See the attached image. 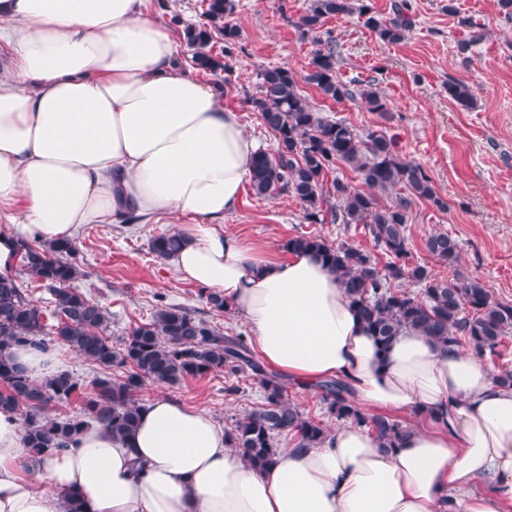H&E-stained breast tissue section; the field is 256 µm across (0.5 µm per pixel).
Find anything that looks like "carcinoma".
<instances>
[{"label":"carcinoma","instance_id":"cac0c4a2","mask_svg":"<svg viewBox=\"0 0 512 512\" xmlns=\"http://www.w3.org/2000/svg\"><path fill=\"white\" fill-rule=\"evenodd\" d=\"M204 3L206 22L184 26L182 38L194 49L195 68L226 74L232 69L230 61L240 37L232 20L236 0ZM355 12L388 43L402 41L413 27L405 8L383 18L373 14L365 0H309L296 26L307 36L320 31L327 19ZM216 38L224 41L217 54L212 51ZM304 80L335 102L359 96L371 111H388L378 92L369 87L357 89L340 79L336 43L330 38L314 53ZM448 96L463 107L473 100L469 87L456 82L448 83ZM248 102L275 143L273 150H262L253 159V193L293 195L308 224H323L328 219L361 224L389 261L380 268L370 256L346 243H330L320 236H295L283 248L318 255L336 274L363 325L383 347L410 329L445 347L464 344L482 358L499 354L504 339L512 335V301L492 299L478 279L457 273L451 279L439 278L426 265L412 262L407 224L413 204L426 200L440 210L447 208L425 170L402 158L394 139L385 132L377 129L361 134L351 124L312 109L299 91L297 76L286 67L264 69L258 91ZM338 163L357 172L368 191L354 189L338 178L328 180ZM397 188L400 193L394 200L379 202L378 194ZM333 198L339 206L331 203ZM180 245V236L163 235L152 241L151 250L164 259ZM426 250L445 266L458 265V242L446 233L429 236ZM17 251L24 271L49 288L53 304L50 323L45 311L26 298L14 275L0 274V410L21 412L22 440L32 456L42 458L67 447L92 423L117 437L127 436L136 426L143 407L138 393L147 383L174 387L188 378L221 371L234 376L248 373L264 389V402L225 428L231 447L250 466L261 469L274 462L280 435L294 436L299 448H314L327 437L326 424L306 416L287 398L284 382L255 359L244 336H226L189 309L168 305L159 308L150 321L132 328L116 346L105 336L108 312L70 287L78 276L71 261L74 242L40 246L22 241ZM395 280H410L422 286V293L394 286ZM22 344L65 345L106 373L93 380L89 392L70 372L34 380L13 360V347ZM114 367L124 369L121 377H112ZM319 388L337 421L364 427L383 448L393 447L409 430L385 414L368 415L360 410L350 386L341 379L327 380ZM75 397L82 399L75 415L58 418L49 414L53 404Z\"/></svg>","mask_w":512,"mask_h":512}]
</instances>
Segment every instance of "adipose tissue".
<instances>
[{
	"instance_id": "ef3b65f1",
	"label": "adipose tissue",
	"mask_w": 512,
	"mask_h": 512,
	"mask_svg": "<svg viewBox=\"0 0 512 512\" xmlns=\"http://www.w3.org/2000/svg\"><path fill=\"white\" fill-rule=\"evenodd\" d=\"M0 273L20 241L81 224L176 217L169 265L222 294L263 361L304 388L345 380L355 404L417 419L392 448L344 422L314 448L250 467L211 413L159 397L135 431L101 425L33 460L0 412V512H512V388L472 352L413 330L380 347L311 252L276 261L221 229L257 141L177 63L144 0H0Z\"/></svg>"
}]
</instances>
